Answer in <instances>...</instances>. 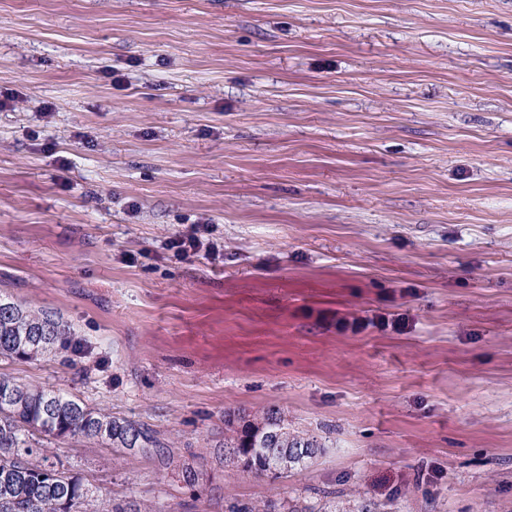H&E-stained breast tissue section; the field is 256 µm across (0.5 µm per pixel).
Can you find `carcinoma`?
<instances>
[{
	"label": "carcinoma",
	"instance_id": "carcinoma-1",
	"mask_svg": "<svg viewBox=\"0 0 512 512\" xmlns=\"http://www.w3.org/2000/svg\"><path fill=\"white\" fill-rule=\"evenodd\" d=\"M86 346V338L58 312L0 294V360L34 362L61 350L80 358ZM61 440L110 449L116 468L131 441L162 469L170 468L177 454L170 438L144 422L93 408L72 392L0 373V512H161L134 500L100 499L48 448ZM223 448L224 466L270 484L271 497L262 507L243 505L236 512H347L343 504L302 506L297 498L280 497L284 479L311 465L324 445L289 427L279 411L224 413ZM285 456L286 469L280 464Z\"/></svg>",
	"mask_w": 512,
	"mask_h": 512
}]
</instances>
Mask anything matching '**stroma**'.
Segmentation results:
<instances>
[{"label": "stroma", "instance_id": "obj_1", "mask_svg": "<svg viewBox=\"0 0 512 512\" xmlns=\"http://www.w3.org/2000/svg\"><path fill=\"white\" fill-rule=\"evenodd\" d=\"M0 89V292L90 342L0 373L179 448L58 442L101 498L264 502L214 446L275 408L286 496L512 512V0H0ZM208 231L204 226L196 227L189 234H176L167 242L169 250H173L175 256H189L197 255L203 249L205 252H210L218 249V245L211 242L209 238L200 235L201 232Z\"/></svg>", "mask_w": 512, "mask_h": 512}]
</instances>
